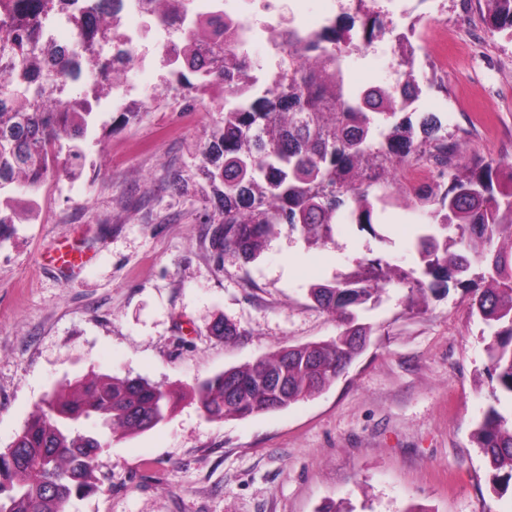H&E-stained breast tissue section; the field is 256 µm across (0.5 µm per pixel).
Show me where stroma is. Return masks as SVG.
I'll return each mask as SVG.
<instances>
[{
    "label": "stroma",
    "instance_id": "1",
    "mask_svg": "<svg viewBox=\"0 0 512 512\" xmlns=\"http://www.w3.org/2000/svg\"><path fill=\"white\" fill-rule=\"evenodd\" d=\"M419 16L414 119L435 114L460 160L512 158V39L486 31L481 0H406ZM141 59L120 102L105 96L83 143L85 168L51 177L34 195L35 221L0 243V448L35 406L96 375L140 376L176 404L154 428L110 438L96 458L98 489L68 512H512L494 492L473 433L490 402L484 326L463 288L407 310L396 288L360 311L364 351L324 391L286 409L207 419L195 386L288 346L335 337V316L308 296L361 258L417 268L429 222L405 199L374 230L340 218L333 243L311 245L280 225L253 261H216L199 217L195 152L224 118L153 102L159 53L142 14ZM469 49L441 69L440 46ZM353 84L394 78L384 44L345 58ZM145 101L118 129L122 104ZM69 252L81 265L60 271ZM238 336L217 339V320Z\"/></svg>",
    "mask_w": 512,
    "mask_h": 512
}]
</instances>
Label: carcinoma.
Segmentation results:
<instances>
[{"label":"carcinoma","instance_id":"obj_1","mask_svg":"<svg viewBox=\"0 0 512 512\" xmlns=\"http://www.w3.org/2000/svg\"><path fill=\"white\" fill-rule=\"evenodd\" d=\"M492 34L512 39V0H483ZM362 36L353 26L331 24L304 38L284 27L282 55L266 87L254 91L257 63L235 44L236 23L217 7L192 11L191 0H139L149 22L193 18L173 30L159 63L182 89L179 105L194 108L211 87L223 89L215 111L224 122L207 135L195 164L203 187L205 237L219 262L234 253L255 259L281 224L313 245L334 241L339 211L373 229L377 209L394 197L429 207V230L417 239L420 270L362 259L354 269L308 295L336 316L340 332L330 341L284 347L244 368L231 369L237 383L228 393L224 374L197 388L204 414L213 420L284 409L333 383L364 350L371 326L358 311L388 286L406 290L403 302L425 304L453 279L473 289L468 308L488 328L487 375L491 402L474 438L490 471L493 489H512V417L498 408L512 401V160L480 166L448 161L456 146L440 134L431 114L414 128L407 109L418 98L414 57L419 47L405 37L393 44L398 78L393 85L353 88L344 59L383 37L388 24L375 0H358ZM67 16L75 43L58 45L46 36L47 22ZM112 46V57H102ZM135 51L121 31L119 0H0V242L17 218L12 202L48 177L82 173L81 143L94 126L89 97L115 90ZM97 66L92 95H68L82 61ZM438 167L429 186L405 187L397 172L416 157ZM172 395L143 378L98 377L54 392L5 449H0V512H67L69 502L95 488L94 459L111 435L143 432L162 422Z\"/></svg>","mask_w":512,"mask_h":512}]
</instances>
